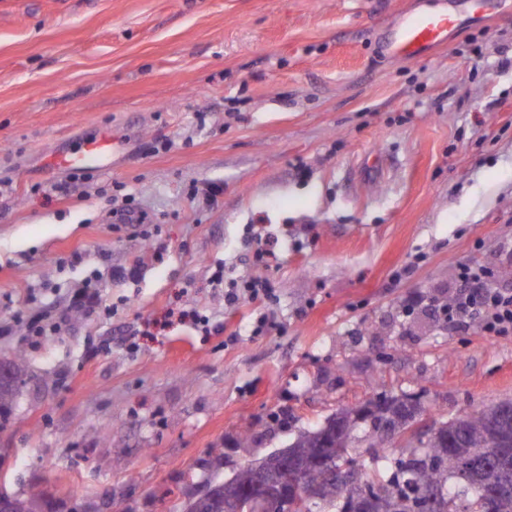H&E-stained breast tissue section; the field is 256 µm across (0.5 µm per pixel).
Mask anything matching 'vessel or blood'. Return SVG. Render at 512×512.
Wrapping results in <instances>:
<instances>
[{
    "label": "vessel or blood",
    "instance_id": "b4317fda",
    "mask_svg": "<svg viewBox=\"0 0 512 512\" xmlns=\"http://www.w3.org/2000/svg\"><path fill=\"white\" fill-rule=\"evenodd\" d=\"M459 26L458 15L451 9L412 12L391 29L386 47L397 59H420L425 57L428 50L445 44L449 34ZM111 148L109 135L99 134L85 144L79 155L66 159L65 165L78 171L103 169L104 160Z\"/></svg>",
    "mask_w": 512,
    "mask_h": 512
}]
</instances>
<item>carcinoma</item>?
Masks as SVG:
<instances>
[{"label": "carcinoma", "instance_id": "carcinoma-1", "mask_svg": "<svg viewBox=\"0 0 512 512\" xmlns=\"http://www.w3.org/2000/svg\"><path fill=\"white\" fill-rule=\"evenodd\" d=\"M407 395L383 396L375 402L338 410L322 428L300 431L290 447L304 457L323 449L322 460L307 473L321 487V499L307 512H341L348 496L368 495L375 512H425L424 495L440 492L436 512H512V469L507 488L498 494L485 489L484 475L502 468L498 439L512 438V414L495 406L475 409L441 422L445 433L407 445L392 455L379 453L386 436L381 424L395 426L394 406Z\"/></svg>", "mask_w": 512, "mask_h": 512}]
</instances>
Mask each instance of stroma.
<instances>
[{
	"instance_id": "obj_1",
	"label": "stroma",
	"mask_w": 512,
	"mask_h": 512,
	"mask_svg": "<svg viewBox=\"0 0 512 512\" xmlns=\"http://www.w3.org/2000/svg\"><path fill=\"white\" fill-rule=\"evenodd\" d=\"M447 6L465 18L447 44L382 53L405 13ZM102 131L104 170L52 165ZM117 184L152 237L116 229ZM218 264L271 298L225 305ZM133 265L137 281L107 274ZM466 267L512 289V7L0 0V318L93 276L111 310L36 347L0 337V362L25 354L0 492L181 512L341 407L407 393L428 423L512 399V335L435 311Z\"/></svg>"
}]
</instances>
